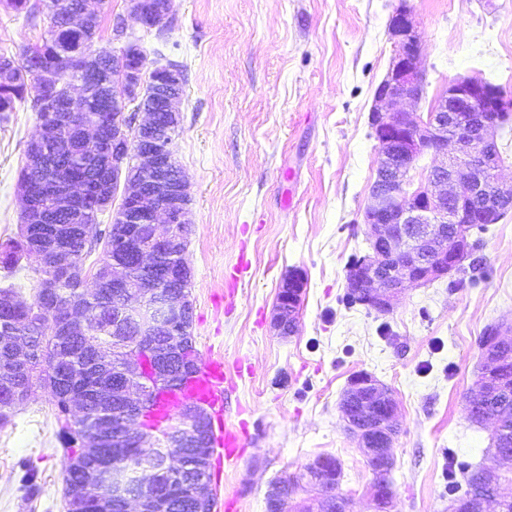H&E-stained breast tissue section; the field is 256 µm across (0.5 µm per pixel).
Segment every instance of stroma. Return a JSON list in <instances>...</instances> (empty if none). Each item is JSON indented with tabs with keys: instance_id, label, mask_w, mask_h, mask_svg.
<instances>
[{
	"instance_id": "obj_1",
	"label": "stroma",
	"mask_w": 512,
	"mask_h": 512,
	"mask_svg": "<svg viewBox=\"0 0 512 512\" xmlns=\"http://www.w3.org/2000/svg\"><path fill=\"white\" fill-rule=\"evenodd\" d=\"M426 72L413 104L426 117L449 81L477 76L512 93V0H409ZM396 0H171L165 39L111 0L98 45L126 20L148 60L180 65L184 96L176 157L190 183L193 336L200 359L231 377L230 423L240 459L213 466L214 512H266L278 478L316 456L341 464L351 512H372L373 479L347 433L340 398L353 373L387 385L400 429L392 453L395 512H448L447 450L498 466L492 427L473 422L478 339L512 325V211L481 233L479 269L407 286L393 311L346 307L347 263L369 250L361 214L376 177L369 114L393 55ZM0 0V51L40 41ZM30 101L0 122V243L20 224L17 185L39 133ZM307 279L293 335L271 324L289 270ZM63 423L34 388L0 424V512H67Z\"/></svg>"
}]
</instances>
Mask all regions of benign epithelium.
Listing matches in <instances>:
<instances>
[{"instance_id": "1", "label": "benign epithelium", "mask_w": 512, "mask_h": 512, "mask_svg": "<svg viewBox=\"0 0 512 512\" xmlns=\"http://www.w3.org/2000/svg\"><path fill=\"white\" fill-rule=\"evenodd\" d=\"M68 10L64 18L53 19L49 44L54 59L32 71L40 85V111L45 113L41 134L34 139L31 161L38 174L21 183L19 195L27 206L25 224H47L45 208L71 212L98 206L105 180L93 178L87 169L95 167V156L112 154V168L125 172L127 159L138 167V175L124 186L120 210L113 215L118 224L112 245V301L118 308L117 321L133 320L138 335L113 355L112 394L101 404L123 407L125 414L112 426L98 424L86 435L90 443L112 450V465L125 463L132 448H161L164 463L148 460L135 473L141 494L122 499L141 512H169L173 490L183 483V469L177 465L182 449L209 452L210 426L207 412L198 403H183L175 414L154 431L132 428L142 413L156 411L159 393L169 381L170 365L186 350L191 334L193 305L187 288L191 270L186 264L172 265L168 259L179 249L183 225L189 223L188 180L175 157V147L162 146L172 128L180 125L179 104L183 95L182 71L178 65L154 68L147 88L141 86L143 66L137 42L127 27H113L112 40L123 44L112 54L114 76L105 80L88 63L89 55L101 56L82 33L98 8L89 2ZM408 0H399L389 18L393 55L389 68L374 92L370 126L378 143L376 177L370 200L362 215L368 227L370 251L355 258L350 268L348 292L356 301L376 312L387 313L399 302L407 284L427 285L459 271L474 255L472 225L491 223L499 211L512 206V182L499 177L503 159L498 136L512 121V95L479 77L457 78L424 120L397 109L404 99L418 101L424 93L422 45ZM129 12L145 27L162 25L170 14V2L158 8L146 0H129ZM87 142L91 153L77 172L66 178L52 175L58 159L40 151L42 145L60 141L61 134ZM431 152L439 157L423 179L414 181L418 159ZM169 230L157 231L159 223ZM91 239V230H51L36 236L32 249L53 263L65 277L72 269L76 242ZM135 258L146 273H161L162 288L132 283L127 264ZM305 278L295 269L280 283L273 310L272 326L280 336L294 333ZM54 327L61 335L87 330L84 309L74 303L55 302L51 309ZM15 339L5 333L0 344L8 351L14 376L29 368L31 349L18 352ZM146 355L155 384L144 385L141 355ZM343 417L349 433L363 448L374 478L369 488L374 512H394L396 492L390 448L398 421L397 403L391 391L368 373H356L342 398ZM329 457L318 456L305 467L297 490L322 488L331 482ZM85 488L95 493L96 512H112L119 489L108 488L95 476ZM291 497L280 483L271 485L266 496L269 512H289ZM316 512H347V498L320 496Z\"/></svg>"}]
</instances>
